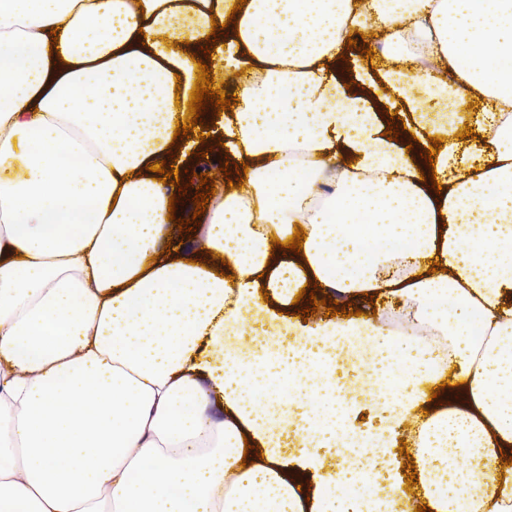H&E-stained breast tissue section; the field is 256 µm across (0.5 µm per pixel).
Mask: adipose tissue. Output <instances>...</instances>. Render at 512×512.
I'll return each instance as SVG.
<instances>
[{
	"label": "adipose tissue",
	"mask_w": 512,
	"mask_h": 512,
	"mask_svg": "<svg viewBox=\"0 0 512 512\" xmlns=\"http://www.w3.org/2000/svg\"><path fill=\"white\" fill-rule=\"evenodd\" d=\"M235 2L0 0V512H512V0ZM371 24L395 141L340 66ZM211 36L242 184L164 252ZM363 343L388 398L316 379Z\"/></svg>",
	"instance_id": "adipose-tissue-1"
}]
</instances>
